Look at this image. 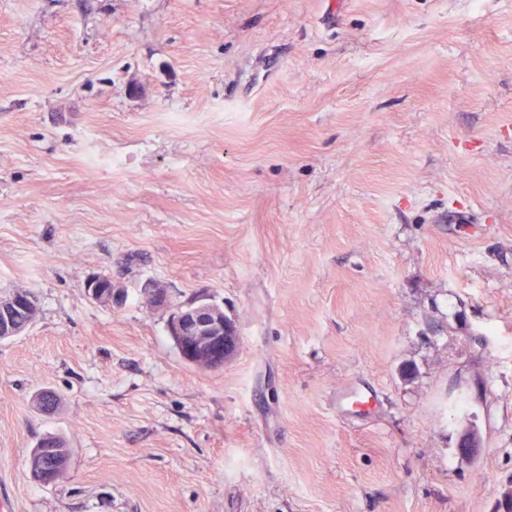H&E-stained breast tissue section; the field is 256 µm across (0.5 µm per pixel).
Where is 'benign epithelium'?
Returning <instances> with one entry per match:
<instances>
[{
    "label": "benign epithelium",
    "mask_w": 512,
    "mask_h": 512,
    "mask_svg": "<svg viewBox=\"0 0 512 512\" xmlns=\"http://www.w3.org/2000/svg\"><path fill=\"white\" fill-rule=\"evenodd\" d=\"M106 275H97L87 281L89 296L98 303L112 304V293L101 288ZM168 329L177 345L180 356L202 368H218L236 352L239 336L234 322L227 321L215 306L192 302L174 312ZM481 448L478 434L465 433L459 444V452L465 456L476 455Z\"/></svg>",
    "instance_id": "obj_1"
}]
</instances>
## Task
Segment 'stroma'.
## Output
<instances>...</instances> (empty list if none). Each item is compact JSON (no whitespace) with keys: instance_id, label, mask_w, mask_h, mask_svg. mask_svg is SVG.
Wrapping results in <instances>:
<instances>
[{"instance_id":"1","label":"stroma","mask_w":512,"mask_h":512,"mask_svg":"<svg viewBox=\"0 0 512 512\" xmlns=\"http://www.w3.org/2000/svg\"><path fill=\"white\" fill-rule=\"evenodd\" d=\"M16 292L39 313L0 341L7 512H494L512 0H0ZM195 300L236 324L220 368L169 335ZM50 434L72 459L43 486ZM71 456V448H68V444L60 436L41 438L33 448L29 459L32 479L39 484H48L51 481V474L45 472L56 470H60L59 478L68 469Z\"/></svg>"}]
</instances>
